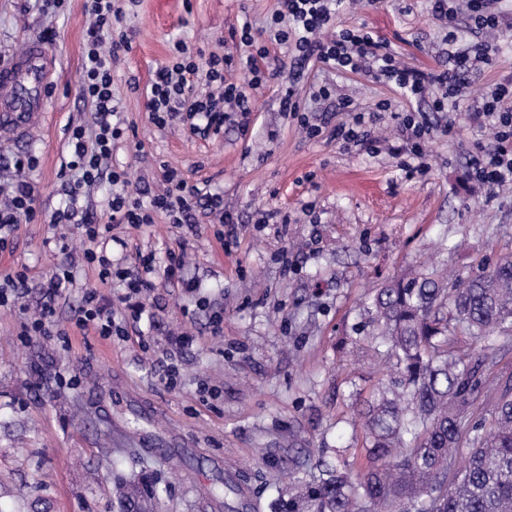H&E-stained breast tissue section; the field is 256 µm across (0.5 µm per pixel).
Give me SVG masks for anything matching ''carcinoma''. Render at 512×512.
I'll return each instance as SVG.
<instances>
[{"instance_id": "cac0c4a2", "label": "carcinoma", "mask_w": 512, "mask_h": 512, "mask_svg": "<svg viewBox=\"0 0 512 512\" xmlns=\"http://www.w3.org/2000/svg\"><path fill=\"white\" fill-rule=\"evenodd\" d=\"M369 324L397 368L358 410L371 464L353 477L338 462L293 483L271 512H512V388L489 425L468 417L512 332V254L466 277L432 269L394 281L376 293ZM156 494L145 478L126 483L120 512H145Z\"/></svg>"}]
</instances>
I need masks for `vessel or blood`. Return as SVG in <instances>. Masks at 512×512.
Here are the masks:
<instances>
[{
	"mask_svg": "<svg viewBox=\"0 0 512 512\" xmlns=\"http://www.w3.org/2000/svg\"><path fill=\"white\" fill-rule=\"evenodd\" d=\"M50 54L41 41H31L10 67L0 69V83L12 94L0 101V140H26L33 124L43 116L49 94Z\"/></svg>",
	"mask_w": 512,
	"mask_h": 512,
	"instance_id": "vessel-or-blood-1",
	"label": "vessel or blood"
}]
</instances>
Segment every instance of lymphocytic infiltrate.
<instances>
[{"label":"lymphocytic infiltrate","mask_w":512,"mask_h":512,"mask_svg":"<svg viewBox=\"0 0 512 512\" xmlns=\"http://www.w3.org/2000/svg\"><path fill=\"white\" fill-rule=\"evenodd\" d=\"M456 2L431 0V13L444 27L445 41L456 43L457 17L462 13L482 39L469 49L455 52L453 67L442 71L426 72L402 65L394 54L387 52L385 45L374 41L371 33L361 28L340 31L330 40L320 39V32L345 0H277L273 21L278 29L274 40L287 48L290 71L315 64L340 73L361 72L393 82L403 97L430 98L433 111L443 112L449 97L463 85L464 74L488 63L492 46L485 42L484 36L501 27L500 0H466L462 10ZM83 9L89 23L79 88L95 107L94 128L89 131L77 126L71 131L70 159L64 166L69 177L63 183L69 204L56 213V220L74 219L83 188L105 179L111 186L107 197L109 226L138 229L153 223L159 215L181 225L199 209L216 215L220 224L234 226L236 218L225 210L221 195L189 183L176 170H164L162 188L150 201H142L137 192L129 190L125 171L112 164V151L126 135L125 128L112 119L115 112L112 62L120 52L129 51L130 43L122 30V16L112 0H84ZM240 43L248 50L245 65L251 74L245 86L225 76L233 64L231 57L213 54L205 57L191 52L186 43L177 42L175 62L157 70L146 94V110L151 121L160 127L179 123L188 126L194 134L216 136L224 129L226 113L251 112L250 90L266 81L265 65L270 51L247 25L241 29ZM198 75L204 76L213 88L207 96H200L195 90L194 78ZM508 99H512V89L499 86L474 112L475 118L486 120L494 131L492 141L482 147V158L476 166L477 181L489 187L512 177V108L504 105ZM37 165L38 159L33 155L15 162L18 177L7 201L0 203V249L8 246L11 233L19 225L36 223L39 217L37 197L25 178ZM80 229L87 243L85 259L97 268L99 281L120 282L124 287L120 302L132 311L134 319H141L144 301L157 286L151 277L153 256L137 255L138 266L134 269L113 267L105 250L96 246L102 236L99 225L84 223ZM75 325L82 330L93 329L105 339L118 330L108 303L94 290L85 295Z\"/></svg>","instance_id":"obj_1"}]
</instances>
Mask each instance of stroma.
I'll return each instance as SVG.
<instances>
[{
  "mask_svg": "<svg viewBox=\"0 0 512 512\" xmlns=\"http://www.w3.org/2000/svg\"><path fill=\"white\" fill-rule=\"evenodd\" d=\"M131 44L112 67L113 104L136 137L116 145L125 169L150 199L164 168L208 182L238 219L217 242L212 217L196 229L154 224L114 230L115 265L155 257L157 287L146 299L150 320L134 322L114 303L123 335H81L73 316L86 292L112 299L87 266L81 232L51 218L65 207L60 171L71 127L92 128L94 108L79 90L87 20L83 0H63L44 16L41 0H0V68L9 66L50 24L54 40L45 120L21 144L0 142V186L13 162L38 158L27 179L42 211L21 225L0 271L26 269L25 302L36 310L59 267L73 272L54 321L58 335L29 339L23 313L0 307V512H27L36 499L49 512H117L113 487L150 475L160 489L154 512H270L289 477L317 480L345 460L367 462L368 441L353 409L371 399L391 367L368 338L367 310L378 288L413 270L449 268L469 275L512 253V181L494 189L473 176L475 144L491 136L469 119L474 101L512 79V0L500 7L510 29L493 44L491 62L471 74L448 112L401 98L364 73L315 67L295 87L313 125H338L355 111L373 114L377 134L394 138L398 114L427 113L432 129L422 159L373 155L331 138L307 136L280 110L283 84L257 89L250 115L232 113L216 137L157 127L145 109L156 69L183 41L203 53L233 57L230 80L249 73L236 34L266 29L275 0H118ZM367 27L410 66L442 70L449 47L430 0H381L336 14L324 37ZM138 83L131 92L130 83ZM387 111H377L379 102ZM184 247L181 283L166 280L165 254ZM222 318V333L213 321ZM223 484L204 496L202 485Z\"/></svg>",
  "mask_w": 512,
  "mask_h": 512,
  "instance_id": "stroma-1",
  "label": "stroma"
}]
</instances>
